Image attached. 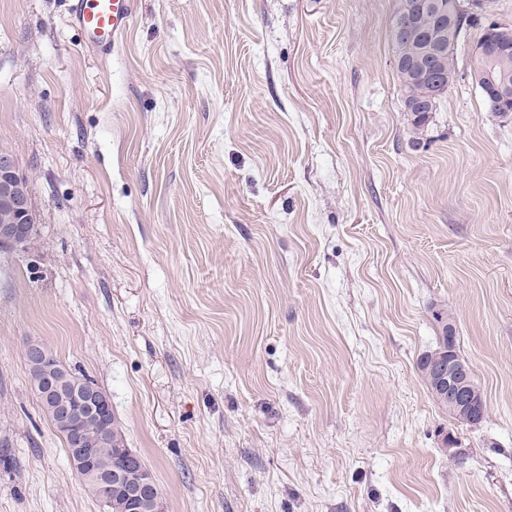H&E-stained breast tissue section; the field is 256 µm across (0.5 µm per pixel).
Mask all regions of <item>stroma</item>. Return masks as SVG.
I'll return each mask as SVG.
<instances>
[{
    "mask_svg": "<svg viewBox=\"0 0 512 512\" xmlns=\"http://www.w3.org/2000/svg\"><path fill=\"white\" fill-rule=\"evenodd\" d=\"M137 2L101 59L67 0H0L39 215L35 256L0 251V512H103L29 340L108 393L166 512H512V115L480 27L418 131L395 0ZM441 314L481 423L418 369ZM55 427L58 433L61 435L62 439L66 444V436H65V425L62 423V418L59 415L52 414L47 410L46 412ZM86 441L80 433H75L69 439L68 446L72 448V461L74 465H78L82 468H86L88 470L91 466L90 460L93 455V448H85ZM67 447V444H66ZM67 447V450L69 451Z\"/></svg>",
    "mask_w": 512,
    "mask_h": 512,
    "instance_id": "stroma-1",
    "label": "stroma"
}]
</instances>
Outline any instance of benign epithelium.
Segmentation results:
<instances>
[{"mask_svg": "<svg viewBox=\"0 0 512 512\" xmlns=\"http://www.w3.org/2000/svg\"><path fill=\"white\" fill-rule=\"evenodd\" d=\"M462 5L448 0L444 8L437 0H400L393 37L405 44L406 57L395 59L396 70L404 84L420 83L428 89L424 98L403 95L408 112H429L433 98L444 92L447 86L444 73L438 67L446 50L448 26L458 17ZM429 14L435 17V27L423 38L412 36V24L416 16ZM512 35V24L495 19L488 20L472 49L476 60L483 61L495 54ZM489 93L499 100L501 111L504 104L512 101V84L506 80L492 81ZM0 203L8 209V218L0 221V249L29 253L34 243L28 241L29 230L35 224L36 210L32 202L28 176L22 170L18 158L11 151L0 147ZM434 393L461 419L477 421L483 415V402L473 391L469 371L457 355L447 358L444 365L432 377ZM41 399L54 402L57 407L73 412L84 419L89 415L103 416L111 408L109 396L96 385L83 388L72 386L69 373L47 371L41 383ZM86 441L79 433L72 435L68 446L72 448V461L82 468H90L93 449L85 447ZM151 476H145L136 490L128 494L127 512H140L143 496L152 488Z\"/></svg>", "mask_w": 512, "mask_h": 512, "instance_id": "7a95c632", "label": "benign epithelium"}]
</instances>
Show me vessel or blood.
Wrapping results in <instances>:
<instances>
[{"mask_svg":"<svg viewBox=\"0 0 512 512\" xmlns=\"http://www.w3.org/2000/svg\"><path fill=\"white\" fill-rule=\"evenodd\" d=\"M135 7L136 0H70L67 21L87 47L107 56L127 32Z\"/></svg>","mask_w":512,"mask_h":512,"instance_id":"obj_1","label":"vessel or blood"}]
</instances>
